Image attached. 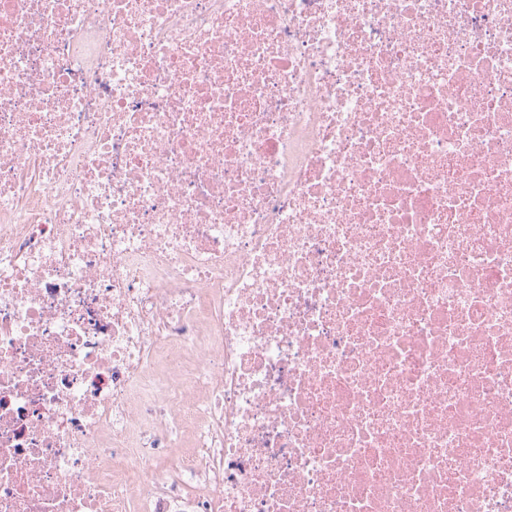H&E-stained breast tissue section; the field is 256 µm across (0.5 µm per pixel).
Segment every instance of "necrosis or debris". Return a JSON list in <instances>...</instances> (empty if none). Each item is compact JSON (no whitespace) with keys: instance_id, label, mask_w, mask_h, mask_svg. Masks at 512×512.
Here are the masks:
<instances>
[{"instance_id":"obj_1","label":"necrosis or debris","mask_w":512,"mask_h":512,"mask_svg":"<svg viewBox=\"0 0 512 512\" xmlns=\"http://www.w3.org/2000/svg\"><path fill=\"white\" fill-rule=\"evenodd\" d=\"M0 512H512V0H0Z\"/></svg>"}]
</instances>
